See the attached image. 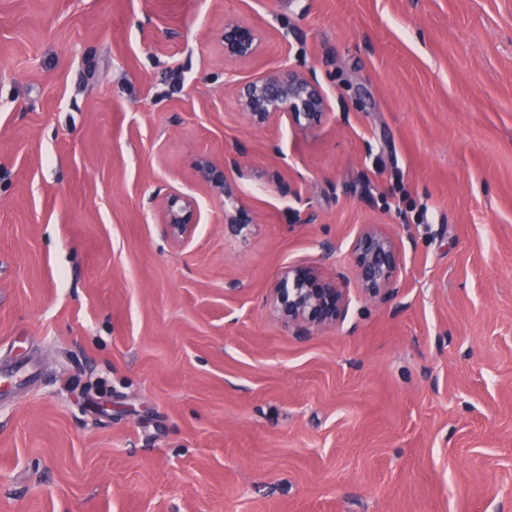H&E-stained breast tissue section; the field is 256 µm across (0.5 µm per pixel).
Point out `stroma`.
I'll return each mask as SVG.
<instances>
[{
	"label": "stroma",
	"instance_id": "35a3bbf8",
	"mask_svg": "<svg viewBox=\"0 0 512 512\" xmlns=\"http://www.w3.org/2000/svg\"><path fill=\"white\" fill-rule=\"evenodd\" d=\"M281 68L320 127L246 121ZM236 146L227 202L194 167ZM371 224L392 296L278 320L285 268L350 273ZM28 366L0 512H512V0H0V368ZM260 49L258 32L234 21L224 24V55L232 60H248ZM244 116L254 127L283 118L301 130L319 126L327 114L325 94L313 75L283 68L244 83L237 90ZM195 201L181 195L165 197L160 209V219L164 233L177 243L187 241L193 234L192 223Z\"/></svg>",
	"mask_w": 512,
	"mask_h": 512
}]
</instances>
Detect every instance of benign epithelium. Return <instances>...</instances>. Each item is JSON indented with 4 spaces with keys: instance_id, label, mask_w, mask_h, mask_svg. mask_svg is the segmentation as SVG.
I'll use <instances>...</instances> for the list:
<instances>
[{
    "instance_id": "7a95c632",
    "label": "benign epithelium",
    "mask_w": 512,
    "mask_h": 512,
    "mask_svg": "<svg viewBox=\"0 0 512 512\" xmlns=\"http://www.w3.org/2000/svg\"><path fill=\"white\" fill-rule=\"evenodd\" d=\"M260 49L258 32L234 21L224 24V55L232 60H248ZM244 116L254 127L276 124L282 119L301 130L319 126L328 109L325 94L312 75L283 68L244 83L237 90ZM244 171L238 153L224 155V164L208 158L200 161L196 171L198 182L208 191L230 198L233 191L226 182L225 171ZM195 201L181 195L165 197L160 209L164 233L177 243L193 234ZM253 218L245 208L234 211L225 226L236 234L243 233ZM354 276L365 297L386 299L394 289L399 268V251L393 239L382 231L368 227L353 245ZM342 273L330 276L318 267L292 264L272 288V306L277 317L294 327L297 335L307 336L345 318L348 310L346 284Z\"/></svg>"
}]
</instances>
